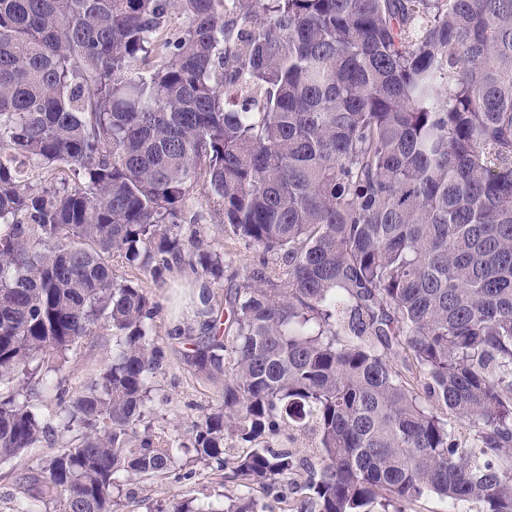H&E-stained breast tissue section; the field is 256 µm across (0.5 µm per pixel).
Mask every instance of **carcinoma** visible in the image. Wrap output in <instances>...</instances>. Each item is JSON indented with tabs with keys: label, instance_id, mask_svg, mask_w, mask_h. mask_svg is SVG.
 Segmentation results:
<instances>
[{
	"label": "carcinoma",
	"instance_id": "carcinoma-1",
	"mask_svg": "<svg viewBox=\"0 0 512 512\" xmlns=\"http://www.w3.org/2000/svg\"><path fill=\"white\" fill-rule=\"evenodd\" d=\"M226 2L163 38L170 0H0V462L75 435L15 512H114L180 452L241 493L157 512H512V0ZM202 178L262 257L175 330L224 395L160 442L156 304L111 261L224 275L173 231ZM102 322L55 426L31 395ZM112 329L101 323L69 353V361L58 379L63 380L69 395L98 379L103 367L112 360Z\"/></svg>",
	"mask_w": 512,
	"mask_h": 512
}]
</instances>
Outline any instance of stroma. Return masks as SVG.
<instances>
[{"label": "stroma", "instance_id": "obj_1", "mask_svg": "<svg viewBox=\"0 0 512 512\" xmlns=\"http://www.w3.org/2000/svg\"><path fill=\"white\" fill-rule=\"evenodd\" d=\"M180 224L184 235L196 238L202 250L223 254V277L202 279L209 305L214 310H223L225 298L241 283L245 270L257 260L258 253L225 228L221 206L202 188H195L182 201ZM112 270L117 277L138 284L158 306L151 322V333L162 348L164 358L154 378L151 430L167 440L185 436L191 421L220 406L224 393L223 380H206L186 365L184 345L171 337L172 323L176 320L192 327L195 335L203 336L208 332L197 313L194 295L184 281L186 266L173 265L157 278L149 258L130 266L116 257L112 260ZM112 349V329L107 325H98L90 336L82 339L70 352L61 374L69 393H77L84 385L98 379L103 367L112 359ZM192 469L194 478L181 482L170 475L144 482L128 481L118 512H155L157 506L166 507L172 500L188 498L221 506V498L214 495L221 484L220 476L211 474L198 463L193 464Z\"/></svg>", "mask_w": 512, "mask_h": 512}]
</instances>
